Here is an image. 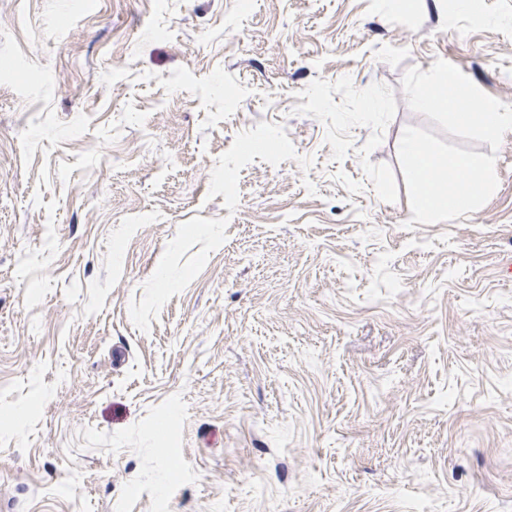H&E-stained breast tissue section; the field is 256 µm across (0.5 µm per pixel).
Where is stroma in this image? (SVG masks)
I'll use <instances>...</instances> for the list:
<instances>
[{
	"instance_id": "35a3bbf8",
	"label": "stroma",
	"mask_w": 512,
	"mask_h": 512,
	"mask_svg": "<svg viewBox=\"0 0 512 512\" xmlns=\"http://www.w3.org/2000/svg\"><path fill=\"white\" fill-rule=\"evenodd\" d=\"M512 0H0V512H512V131L416 224L436 59Z\"/></svg>"
}]
</instances>
